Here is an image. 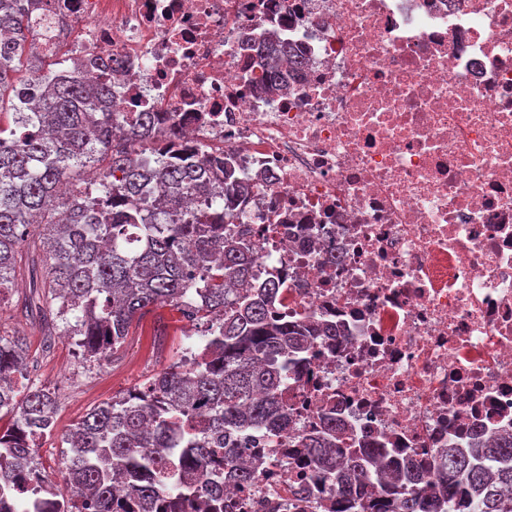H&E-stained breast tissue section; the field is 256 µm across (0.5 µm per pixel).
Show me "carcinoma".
Returning a JSON list of instances; mask_svg holds the SVG:
<instances>
[{"label": "carcinoma", "instance_id": "obj_1", "mask_svg": "<svg viewBox=\"0 0 512 512\" xmlns=\"http://www.w3.org/2000/svg\"><path fill=\"white\" fill-rule=\"evenodd\" d=\"M32 0H0V109L27 61ZM284 52L272 44L265 78L284 79ZM109 86L86 77L48 86L41 105L20 112L19 136L0 127V294L17 274L29 279L25 310L40 318L45 348L62 331L82 353L106 360L136 318L153 306L174 307L182 320L206 325L203 347L178 359L148 384L103 402L64 436L65 469L76 478L60 495L59 512H113L116 490L150 503L162 493L164 449L178 432L186 481L179 497L207 496L203 512H227L220 478L206 470L218 449L224 468L248 484L244 457L288 425L279 390L282 371L301 362L316 336L336 326L271 317L282 280L254 281L257 241L229 226L224 204L249 195L232 161L199 162L154 149L167 133L154 112H131L112 132ZM198 194L203 207L189 211ZM65 322L60 327L57 320ZM24 336H0V474L23 478L34 463V441L54 427L58 407L49 385L31 381L18 392L14 376L27 366ZM323 489L335 498L324 512H512V436L487 448H450L439 456L434 483L417 461L388 460L385 449L348 433L330 413L320 433L297 436Z\"/></svg>", "mask_w": 512, "mask_h": 512}]
</instances>
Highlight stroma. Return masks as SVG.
Wrapping results in <instances>:
<instances>
[{
  "mask_svg": "<svg viewBox=\"0 0 512 512\" xmlns=\"http://www.w3.org/2000/svg\"><path fill=\"white\" fill-rule=\"evenodd\" d=\"M26 279L0 296V334L26 336L35 363L27 377L55 387L59 394L55 428L36 441V459L46 475L61 482L67 450L61 437L96 404L143 387L158 372L175 361L189 345L200 342L198 328L182 321L172 307L159 305L136 320L122 348L109 361L96 363L83 358L76 340L55 337L44 349L37 323L21 312L20 302L28 292Z\"/></svg>",
  "mask_w": 512,
  "mask_h": 512,
  "instance_id": "1",
  "label": "stroma"
}]
</instances>
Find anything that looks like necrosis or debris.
Listing matches in <instances>:
<instances>
[{"mask_svg": "<svg viewBox=\"0 0 512 512\" xmlns=\"http://www.w3.org/2000/svg\"><path fill=\"white\" fill-rule=\"evenodd\" d=\"M275 33L302 70L262 79ZM29 44L107 74L114 112L258 184L239 221L282 317L338 325L285 371L290 423L224 480L242 512H317L297 434L322 413L435 470L512 434V0H39ZM336 262H327L328 253Z\"/></svg>", "mask_w": 512, "mask_h": 512, "instance_id": "obj_1", "label": "necrosis or debris"}]
</instances>
